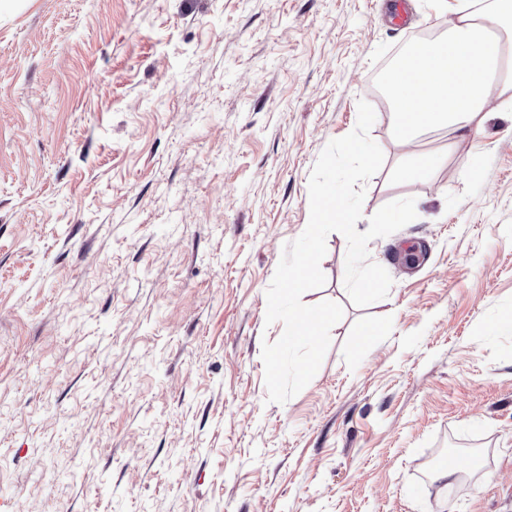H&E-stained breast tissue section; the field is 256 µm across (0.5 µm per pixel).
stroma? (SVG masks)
<instances>
[{"mask_svg":"<svg viewBox=\"0 0 512 512\" xmlns=\"http://www.w3.org/2000/svg\"><path fill=\"white\" fill-rule=\"evenodd\" d=\"M12 0L0 9V512H512V112L407 150L376 79L447 12L413 0ZM376 115L362 217L302 301L343 318L268 402L266 290L326 144ZM378 335L364 337L367 327ZM477 461L451 486L443 455ZM412 156V163L401 166L397 170V177L402 181H411L431 171L435 163L433 155L420 154Z\"/></svg>","mask_w":512,"mask_h":512,"instance_id":"obj_1","label":"stroma"}]
</instances>
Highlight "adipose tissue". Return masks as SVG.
<instances>
[{
  "label": "adipose tissue",
  "mask_w": 512,
  "mask_h": 512,
  "mask_svg": "<svg viewBox=\"0 0 512 512\" xmlns=\"http://www.w3.org/2000/svg\"><path fill=\"white\" fill-rule=\"evenodd\" d=\"M453 13L443 40L418 45L387 76L403 143L426 129L465 134L488 106L512 105V0Z\"/></svg>",
  "instance_id": "1"
}]
</instances>
